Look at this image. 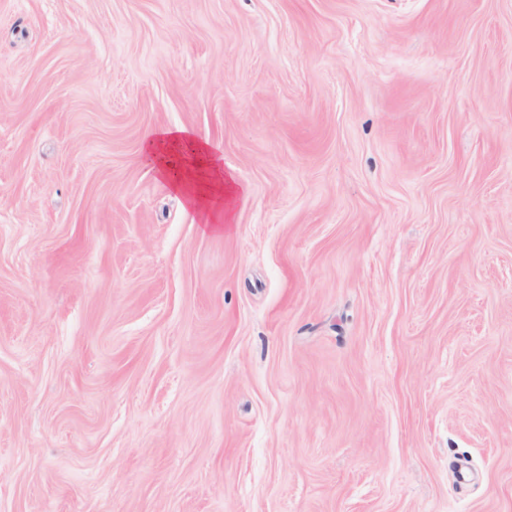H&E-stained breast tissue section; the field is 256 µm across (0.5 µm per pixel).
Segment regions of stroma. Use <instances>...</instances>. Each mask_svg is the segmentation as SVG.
Listing matches in <instances>:
<instances>
[{
  "label": "stroma",
  "mask_w": 512,
  "mask_h": 512,
  "mask_svg": "<svg viewBox=\"0 0 512 512\" xmlns=\"http://www.w3.org/2000/svg\"><path fill=\"white\" fill-rule=\"evenodd\" d=\"M0 512H512V0H0ZM140 155L157 180L183 197L203 230L220 231L230 224L240 189L209 140L185 126L162 127L143 139Z\"/></svg>",
  "instance_id": "obj_1"
}]
</instances>
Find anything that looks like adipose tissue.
I'll use <instances>...</instances> for the list:
<instances>
[{
	"instance_id": "ef3b65f1",
	"label": "adipose tissue",
	"mask_w": 512,
	"mask_h": 512,
	"mask_svg": "<svg viewBox=\"0 0 512 512\" xmlns=\"http://www.w3.org/2000/svg\"><path fill=\"white\" fill-rule=\"evenodd\" d=\"M140 155L157 180L183 197L203 230L218 231L230 223L239 186L209 140L185 126L162 127L143 139Z\"/></svg>"
}]
</instances>
